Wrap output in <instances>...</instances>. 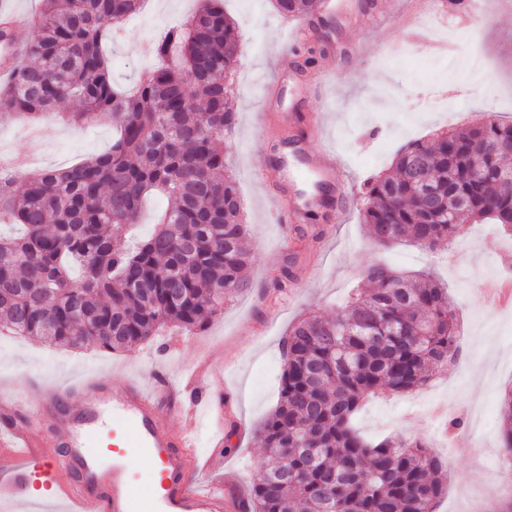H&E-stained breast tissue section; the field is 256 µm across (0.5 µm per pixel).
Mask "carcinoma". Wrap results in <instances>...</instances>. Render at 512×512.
<instances>
[{
    "label": "carcinoma",
    "instance_id": "cac0c4a2",
    "mask_svg": "<svg viewBox=\"0 0 512 512\" xmlns=\"http://www.w3.org/2000/svg\"><path fill=\"white\" fill-rule=\"evenodd\" d=\"M21 61L0 80V114L35 123L111 121L112 149L65 170L16 174L0 167V326L50 345L122 351L173 326L208 324L249 284L240 196L224 172V134L235 126L228 79L240 35L222 0L153 47L172 65L143 72L131 94L113 85L112 25L140 0H40ZM288 17L315 0H273ZM74 101L79 112H55ZM487 144L484 153L467 147ZM512 122L489 115L403 149L370 180L359 216L381 247L411 240L428 250L460 236L459 211L512 230ZM167 206L135 249L118 245L144 200ZM330 319H300L283 341L279 396L260 433L265 474L241 512H435L447 490L443 464L420 441H371L354 426L362 401L426 385L458 358L448 288L414 282L384 262ZM502 438L512 455V390L502 398Z\"/></svg>",
    "mask_w": 512,
    "mask_h": 512
}]
</instances>
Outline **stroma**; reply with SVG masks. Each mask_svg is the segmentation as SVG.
Listing matches in <instances>:
<instances>
[{"label":"stroma","mask_w":512,"mask_h":512,"mask_svg":"<svg viewBox=\"0 0 512 512\" xmlns=\"http://www.w3.org/2000/svg\"><path fill=\"white\" fill-rule=\"evenodd\" d=\"M335 2V11L323 13L308 31L307 41L322 49L308 68L295 51H283L284 19L271 0L224 2L240 35L233 77L237 119L224 138L225 173L238 189L248 225L251 262L243 275L249 290L225 303L204 330L170 328L120 352L70 351L0 331V382L53 387L99 373L117 386L129 378L151 381L158 371L174 376L203 361L223 362V393L230 400L224 432L231 444L213 447L207 417H199L193 429L213 478H234L245 489L263 473L259 425L278 400L281 340L289 326L306 312L334 317L371 262L382 260L413 275L424 270L448 287L461 337L459 361L416 392L364 401L355 424L369 439L431 445L448 474L437 512H512V473L500 467L499 436L502 397L512 388V310L490 308L476 291L491 268H512V237L498 225L470 223L454 244L443 242L430 251L409 242L380 248L368 239L357 204L339 196L331 205L333 218L302 223L300 231L282 234L269 220L280 201L274 167H303L292 150L281 147L291 136H300L302 148L335 154L345 182L358 189L409 142L433 140L455 123H478L488 112L512 121V0H489L487 12L469 16L441 12L437 0ZM198 6V0H144L106 45L115 85L131 88L141 72L158 66L151 45ZM431 20L458 37L477 32L489 63L484 85L470 95L447 84L445 93L460 111L454 121L444 112L410 109V93L428 78L426 63L453 52L429 35ZM268 82L279 111L324 113L318 136L268 114L262 99ZM50 126L38 147L26 119L0 116V153L29 152L36 169H67L112 146L108 122L54 120ZM286 277L291 288L277 292V282Z\"/></svg>","instance_id":"obj_1"}]
</instances>
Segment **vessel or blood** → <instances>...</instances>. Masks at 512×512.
<instances>
[{"mask_svg":"<svg viewBox=\"0 0 512 512\" xmlns=\"http://www.w3.org/2000/svg\"><path fill=\"white\" fill-rule=\"evenodd\" d=\"M303 174L343 180L327 151L309 155L303 171L282 169L281 178L291 186ZM222 376V368L200 365L176 382L160 372L150 384L110 389L94 375L63 390L43 388L39 423L50 431L43 450L31 424L15 420L22 399L1 388L0 502L28 507L38 480L52 491L45 512H229L223 483L205 478L193 437L180 431L183 418L200 413L222 423L224 404L213 391ZM138 458L150 467L148 483L133 473Z\"/></svg>","mask_w":512,"mask_h":512,"instance_id":"vessel-or-blood-1","label":"vessel or blood"}]
</instances>
